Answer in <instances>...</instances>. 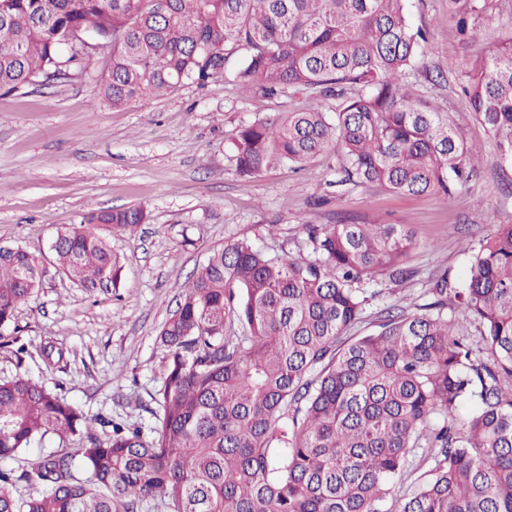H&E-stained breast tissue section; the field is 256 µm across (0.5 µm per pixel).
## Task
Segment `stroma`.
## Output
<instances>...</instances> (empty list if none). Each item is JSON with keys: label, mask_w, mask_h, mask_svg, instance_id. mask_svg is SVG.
Here are the masks:
<instances>
[{"label": "stroma", "mask_w": 512, "mask_h": 512, "mask_svg": "<svg viewBox=\"0 0 512 512\" xmlns=\"http://www.w3.org/2000/svg\"><path fill=\"white\" fill-rule=\"evenodd\" d=\"M413 28L428 32L411 81L449 122L481 149L454 202L343 184L336 163L317 157L298 167L274 164L251 180L235 172L230 137L240 125L307 104L303 92L268 98L239 95L228 78L183 85L123 108L100 103L107 57L82 74L0 92V245L34 253L45 275L15 315L25 353L0 348V378L21 373L58 392L89 417L150 426L164 369L156 336L178 294L213 249L246 240L271 254L308 258V224H401L414 231L408 264L416 276L395 285L379 279L381 298L365 310L358 333L375 329L383 302L414 307L435 268L460 285L467 247L498 224H512V162L477 122L462 85L472 60L512 37V0H407ZM144 206L135 235L100 227L122 265L115 292L72 282L50 249L58 229L92 210ZM62 349L44 361V344Z\"/></svg>", "instance_id": "obj_1"}]
</instances>
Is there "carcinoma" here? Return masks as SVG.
Instances as JSON below:
<instances>
[{
	"instance_id": "1",
	"label": "carcinoma",
	"mask_w": 512,
	"mask_h": 512,
	"mask_svg": "<svg viewBox=\"0 0 512 512\" xmlns=\"http://www.w3.org/2000/svg\"><path fill=\"white\" fill-rule=\"evenodd\" d=\"M406 2L0 0V90L67 78L88 51L66 34L107 52L99 95L114 108L222 78L241 51V93L317 98L236 131L242 180L333 152L347 181L447 205L479 148L409 80L427 37ZM466 91L512 160V37L474 60ZM147 220L142 206L91 211L58 232L57 263L84 288H115L121 265L95 225L131 233ZM304 229L311 259L237 240L192 275L158 334L165 373L147 433L90 418L27 375L0 379V512H512V224L469 247L464 284L436 269L429 302L384 307L364 336L350 331L382 295L368 286L415 276L413 233ZM40 281L34 254L0 247V345ZM450 294L479 341L456 333ZM50 435L77 448L9 465ZM20 484L38 494L15 495Z\"/></svg>"
}]
</instances>
